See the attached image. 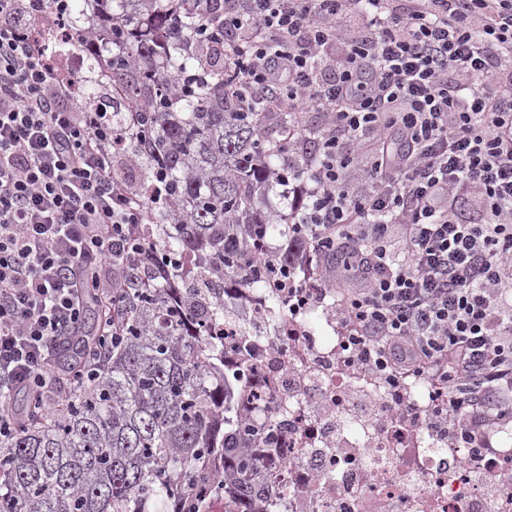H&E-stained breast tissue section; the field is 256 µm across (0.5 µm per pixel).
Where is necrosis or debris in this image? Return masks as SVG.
Here are the masks:
<instances>
[{
	"label": "necrosis or debris",
	"instance_id": "obj_1",
	"mask_svg": "<svg viewBox=\"0 0 512 512\" xmlns=\"http://www.w3.org/2000/svg\"><path fill=\"white\" fill-rule=\"evenodd\" d=\"M224 311L212 335L254 430L247 452L267 483L258 512H512V429L491 420L467 446L428 431L446 391L408 377L395 405L358 365L334 291L308 272L289 288H225ZM473 451L478 472L461 464Z\"/></svg>",
	"mask_w": 512,
	"mask_h": 512
}]
</instances>
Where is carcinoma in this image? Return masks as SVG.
I'll return each mask as SVG.
<instances>
[{
  "label": "carcinoma",
  "instance_id": "1",
  "mask_svg": "<svg viewBox=\"0 0 512 512\" xmlns=\"http://www.w3.org/2000/svg\"><path fill=\"white\" fill-rule=\"evenodd\" d=\"M76 0L64 21L80 38L59 45L85 56L80 88L87 112L112 109V128L136 130L112 177L144 201L136 242L197 264L168 268L145 282L125 336L99 376L77 372L98 343L102 310L88 292V318L63 339L56 360L75 380L60 408L46 414L25 399L28 418L0 433V512H209L224 493L231 512H253L261 465L246 452L236 417L237 384L218 368L217 318L224 278L255 288L280 272L256 274L246 258L276 231V260L292 271L307 241L295 232L300 212L278 223L268 198L289 130L286 112H241L224 71V53L196 34L219 30L220 0ZM220 454L222 470L199 464Z\"/></svg>",
  "mask_w": 512,
  "mask_h": 512
}]
</instances>
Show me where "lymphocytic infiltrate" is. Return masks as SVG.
<instances>
[{
	"label": "lymphocytic infiltrate",
	"mask_w": 512,
	"mask_h": 512,
	"mask_svg": "<svg viewBox=\"0 0 512 512\" xmlns=\"http://www.w3.org/2000/svg\"><path fill=\"white\" fill-rule=\"evenodd\" d=\"M70 0H0V418L23 392L59 408L54 353L91 283L103 336L134 294L117 265L151 261L142 202L112 178L105 112L85 111L33 31ZM341 47V56L328 51ZM239 109L319 112L318 152L285 166L319 271H353L336 313L392 387L439 382L465 434L512 422V0H224Z\"/></svg>",
	"instance_id": "f902f5d3"
}]
</instances>
